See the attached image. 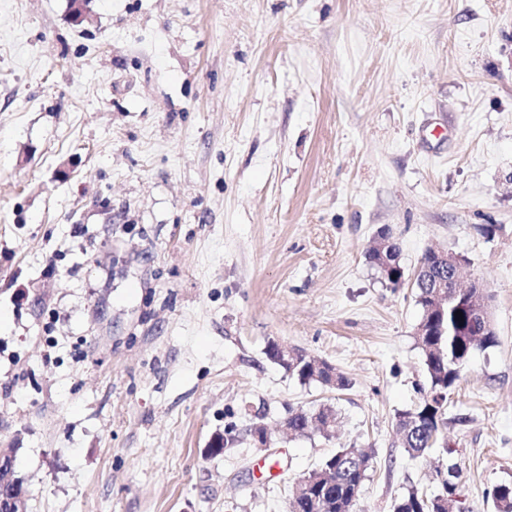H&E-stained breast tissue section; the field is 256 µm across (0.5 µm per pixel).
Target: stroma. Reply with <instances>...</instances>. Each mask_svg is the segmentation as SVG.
I'll return each instance as SVG.
<instances>
[{
  "label": "stroma",
  "mask_w": 512,
  "mask_h": 512,
  "mask_svg": "<svg viewBox=\"0 0 512 512\" xmlns=\"http://www.w3.org/2000/svg\"><path fill=\"white\" fill-rule=\"evenodd\" d=\"M430 249L485 284L497 343L413 458ZM324 404L331 436L280 430ZM344 444L372 452L355 512L453 464L469 512L512 481V0H0V448L29 512H287ZM388 238H391L393 242L385 245L382 249L377 246L373 247L368 253V259L377 267L384 279L395 288L400 285L403 277L399 263V243L390 229L383 228L378 232V240L386 241ZM392 276H395V279H392ZM288 348L283 347V353L288 354ZM283 353L275 341H269L266 347L268 358L281 366L289 374L296 376L302 383L318 382L336 389H345L350 385L349 379L327 361L316 363L306 355L284 360Z\"/></svg>",
  "instance_id": "stroma-1"
}]
</instances>
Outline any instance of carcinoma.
I'll list each match as a JSON object with an SVG mask.
<instances>
[{
  "instance_id": "obj_1",
  "label": "carcinoma",
  "mask_w": 512,
  "mask_h": 512,
  "mask_svg": "<svg viewBox=\"0 0 512 512\" xmlns=\"http://www.w3.org/2000/svg\"><path fill=\"white\" fill-rule=\"evenodd\" d=\"M400 247L393 241L383 248L373 247L368 259L390 284L400 285L403 271L399 263ZM441 271L434 252L427 251L421 260V270L415 280L417 304L422 313L416 327V341L423 357L428 376V388L413 407L398 414L397 431L403 448L415 457L436 447L445 420L448 395L472 352L478 348L493 347L497 343L486 309L487 296L477 302L483 316L473 314L471 308L456 307V301L437 299L436 285ZM462 315H456V312ZM268 358L303 383L318 382L336 389L350 385L349 379L332 364L315 362L305 355L284 360L283 353L274 341L266 347ZM336 419V411L324 405L309 413L303 409L288 413L285 421L288 430L305 435L312 423L322 427ZM371 456L354 445L341 446L318 465L309 478L316 486L307 495H291L289 512H349L352 498L359 494L368 476ZM457 484L443 481L442 491L427 496L414 487L397 497L392 512H461L458 503L451 499ZM496 512H512V483H500L488 491Z\"/></svg>"
}]
</instances>
